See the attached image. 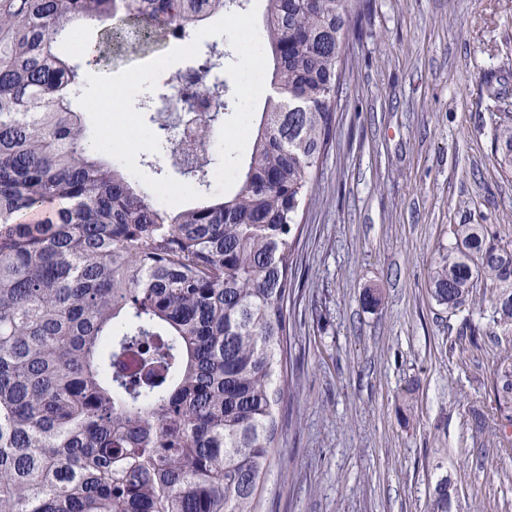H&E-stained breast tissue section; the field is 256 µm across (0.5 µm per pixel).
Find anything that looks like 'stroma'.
Instances as JSON below:
<instances>
[{"label": "stroma", "mask_w": 512, "mask_h": 512, "mask_svg": "<svg viewBox=\"0 0 512 512\" xmlns=\"http://www.w3.org/2000/svg\"><path fill=\"white\" fill-rule=\"evenodd\" d=\"M345 45L335 136L300 213L287 300L290 395L259 512H512V433L476 428L512 355L488 290L430 295L458 224L512 249V0H364ZM380 306L362 302L366 288ZM480 325L478 343L461 339ZM496 153L500 155V165L512 170V122L500 124L495 135Z\"/></svg>", "instance_id": "obj_1"}]
</instances>
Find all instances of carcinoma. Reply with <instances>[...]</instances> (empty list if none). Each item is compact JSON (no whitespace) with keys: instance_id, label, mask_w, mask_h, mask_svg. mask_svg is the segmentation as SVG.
<instances>
[{"instance_id":"obj_1","label":"carcinoma","mask_w":512,"mask_h":512,"mask_svg":"<svg viewBox=\"0 0 512 512\" xmlns=\"http://www.w3.org/2000/svg\"><path fill=\"white\" fill-rule=\"evenodd\" d=\"M245 0H0V512H255L274 448L301 205L335 134L336 49L363 0H264L272 62L234 193L191 205L155 194L95 153L72 100L84 72L56 43L104 26L96 59L128 29L190 37ZM215 91L193 136L226 108ZM512 169V122L495 135ZM431 276L457 310L482 279L512 325V250L458 224ZM512 426V358L493 387ZM430 512H450L448 479Z\"/></svg>"}]
</instances>
